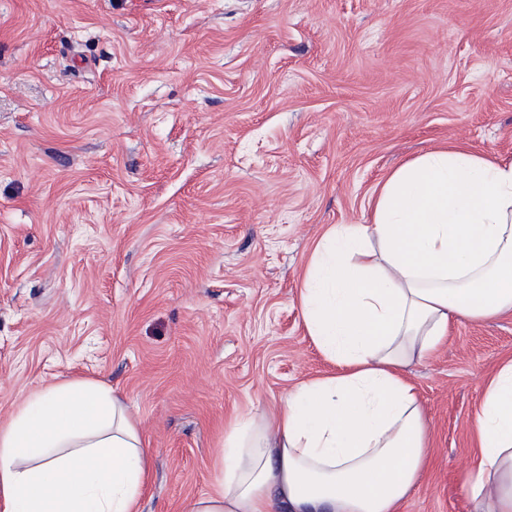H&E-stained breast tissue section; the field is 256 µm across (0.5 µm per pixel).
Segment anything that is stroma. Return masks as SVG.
<instances>
[{
  "label": "stroma",
  "mask_w": 512,
  "mask_h": 512,
  "mask_svg": "<svg viewBox=\"0 0 512 512\" xmlns=\"http://www.w3.org/2000/svg\"><path fill=\"white\" fill-rule=\"evenodd\" d=\"M448 145L512 161V0H0V426L96 380L150 450L142 512H184L237 418L335 369L300 304L317 241ZM509 359L504 315L408 368L433 457L401 512H473Z\"/></svg>",
  "instance_id": "1"
}]
</instances>
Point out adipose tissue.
Masks as SVG:
<instances>
[{
	"label": "adipose tissue",
	"instance_id": "adipose-tissue-1",
	"mask_svg": "<svg viewBox=\"0 0 512 512\" xmlns=\"http://www.w3.org/2000/svg\"><path fill=\"white\" fill-rule=\"evenodd\" d=\"M370 221L337 224L304 275L305 328L337 372L298 384L273 414L225 434L215 490L186 512H398L430 455L407 368L457 318L512 312V162L425 152L373 191ZM465 489L512 512V360L472 421ZM151 459L112 389L73 379L30 394L0 427V512H140Z\"/></svg>",
	"mask_w": 512,
	"mask_h": 512
}]
</instances>
